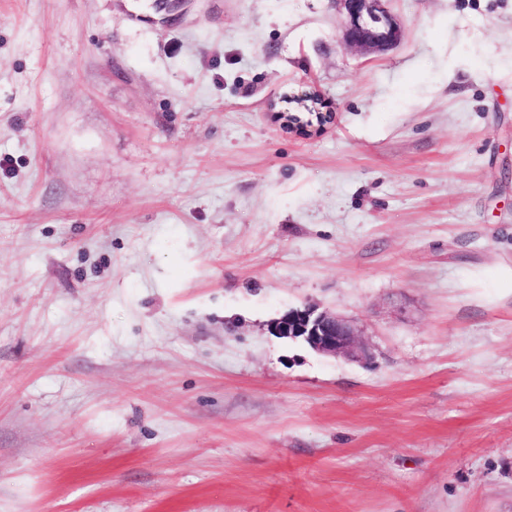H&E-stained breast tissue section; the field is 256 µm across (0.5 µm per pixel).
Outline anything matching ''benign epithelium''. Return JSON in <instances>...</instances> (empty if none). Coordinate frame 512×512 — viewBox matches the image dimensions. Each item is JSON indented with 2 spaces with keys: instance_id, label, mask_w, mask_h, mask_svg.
Listing matches in <instances>:
<instances>
[{
  "instance_id": "benign-epithelium-1",
  "label": "benign epithelium",
  "mask_w": 512,
  "mask_h": 512,
  "mask_svg": "<svg viewBox=\"0 0 512 512\" xmlns=\"http://www.w3.org/2000/svg\"><path fill=\"white\" fill-rule=\"evenodd\" d=\"M344 27V41L349 46L384 50L397 42L400 27L385 7L387 0H336ZM327 114L310 112L308 118L293 113L281 114L290 128L300 131L317 122L323 123ZM276 335L301 341L315 351L352 357L368 356L367 346L357 338L355 329L345 320L312 306L291 310L272 322Z\"/></svg>"
}]
</instances>
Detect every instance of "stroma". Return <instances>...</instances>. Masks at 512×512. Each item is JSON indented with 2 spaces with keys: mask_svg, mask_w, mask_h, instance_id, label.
I'll return each instance as SVG.
<instances>
[{
  "mask_svg": "<svg viewBox=\"0 0 512 512\" xmlns=\"http://www.w3.org/2000/svg\"><path fill=\"white\" fill-rule=\"evenodd\" d=\"M389 8L0 0V512H512V0ZM388 0H336L349 46L384 50L397 42L400 27L385 7ZM271 325L277 336L301 341L324 354L368 356L367 346L358 340L359 335L348 322L312 306L288 311Z\"/></svg>",
  "mask_w": 512,
  "mask_h": 512,
  "instance_id": "35a3bbf8",
  "label": "stroma"
}]
</instances>
